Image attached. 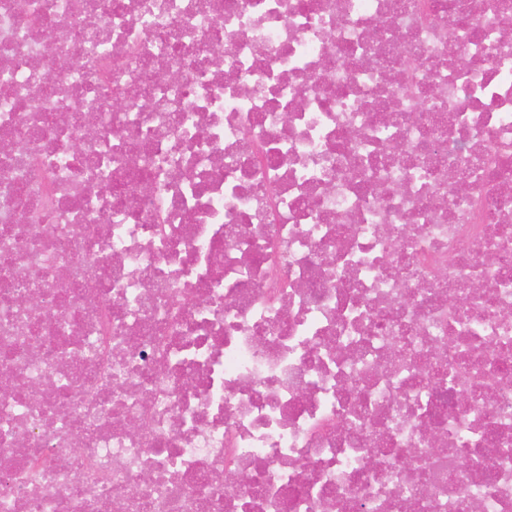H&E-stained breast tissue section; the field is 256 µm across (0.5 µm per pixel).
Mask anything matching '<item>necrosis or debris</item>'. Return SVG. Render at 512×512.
I'll return each mask as SVG.
<instances>
[{
  "label": "necrosis or debris",
  "mask_w": 512,
  "mask_h": 512,
  "mask_svg": "<svg viewBox=\"0 0 512 512\" xmlns=\"http://www.w3.org/2000/svg\"><path fill=\"white\" fill-rule=\"evenodd\" d=\"M472 503L512 512V0H0V512Z\"/></svg>",
  "instance_id": "obj_1"
}]
</instances>
